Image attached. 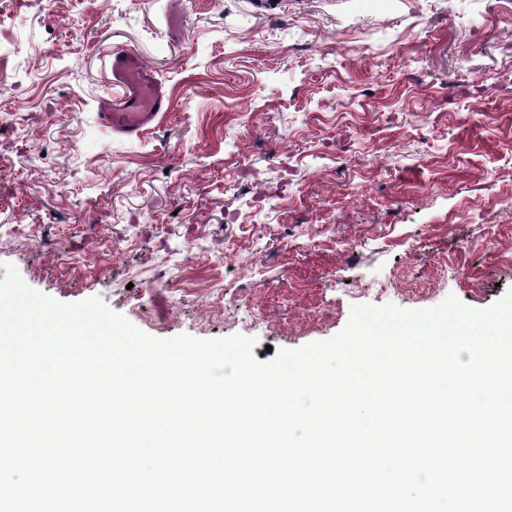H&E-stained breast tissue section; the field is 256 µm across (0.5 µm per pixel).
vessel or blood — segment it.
<instances>
[{
	"label": "vessel or blood",
	"mask_w": 512,
	"mask_h": 512,
	"mask_svg": "<svg viewBox=\"0 0 512 512\" xmlns=\"http://www.w3.org/2000/svg\"><path fill=\"white\" fill-rule=\"evenodd\" d=\"M112 87L120 95L104 101L99 112L101 123L113 132L142 135L157 118L171 111L172 100L151 68L134 52L113 51L105 63Z\"/></svg>",
	"instance_id": "1"
}]
</instances>
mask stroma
Here are the masks:
<instances>
[{
  "label": "stroma",
  "instance_id": "obj_1",
  "mask_svg": "<svg viewBox=\"0 0 512 512\" xmlns=\"http://www.w3.org/2000/svg\"><path fill=\"white\" fill-rule=\"evenodd\" d=\"M119 48L173 101L139 138ZM0 56V278L260 362L512 289V0H0ZM105 68L112 87L120 95L103 102L99 117L112 132L140 136L152 128L162 112H170L172 100L153 71L134 52L119 49L112 52Z\"/></svg>",
  "mask_w": 512,
  "mask_h": 512
}]
</instances>
